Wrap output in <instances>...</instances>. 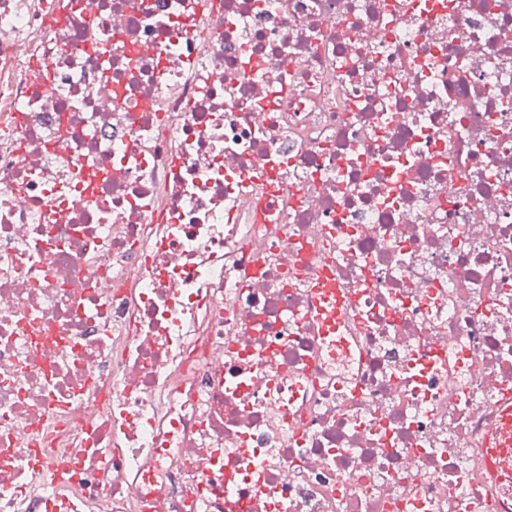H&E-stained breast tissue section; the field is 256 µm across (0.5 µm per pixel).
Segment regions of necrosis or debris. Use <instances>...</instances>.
<instances>
[{
	"label": "necrosis or debris",
	"mask_w": 512,
	"mask_h": 512,
	"mask_svg": "<svg viewBox=\"0 0 512 512\" xmlns=\"http://www.w3.org/2000/svg\"><path fill=\"white\" fill-rule=\"evenodd\" d=\"M508 395L512 0H0V512H512ZM320 283L325 284L326 288H315L317 295L315 320L318 335L327 338L336 333L337 326L343 320L344 300L330 275L323 276ZM497 426L491 455L495 475L491 481L495 488L512 485V397L504 398L497 406Z\"/></svg>",
	"instance_id": "obj_1"
}]
</instances>
